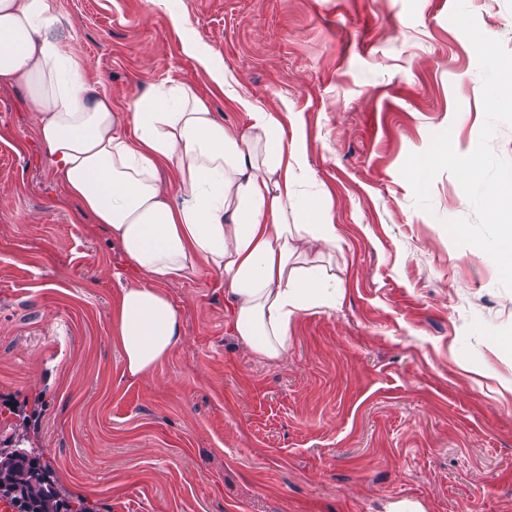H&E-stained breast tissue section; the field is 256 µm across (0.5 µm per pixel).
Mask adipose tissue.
I'll use <instances>...</instances> for the list:
<instances>
[{"instance_id": "ef3b65f1", "label": "adipose tissue", "mask_w": 512, "mask_h": 512, "mask_svg": "<svg viewBox=\"0 0 512 512\" xmlns=\"http://www.w3.org/2000/svg\"><path fill=\"white\" fill-rule=\"evenodd\" d=\"M56 23L57 0H0V80L28 89L53 179L108 232L134 276L110 318L126 373H152L181 343L166 288L204 268L224 281L230 335L263 358L286 355L293 321L336 304L339 235L299 143L193 41L187 53L245 122L224 126L183 83L151 88L121 118ZM166 167L178 178L174 199L159 180Z\"/></svg>"}]
</instances>
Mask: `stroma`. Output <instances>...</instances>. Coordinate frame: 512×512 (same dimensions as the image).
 Masks as SVG:
<instances>
[{
  "instance_id": "35a3bbf8",
  "label": "stroma",
  "mask_w": 512,
  "mask_h": 512,
  "mask_svg": "<svg viewBox=\"0 0 512 512\" xmlns=\"http://www.w3.org/2000/svg\"><path fill=\"white\" fill-rule=\"evenodd\" d=\"M455 0H58L56 34L128 115L184 83L224 124L234 89L295 126L341 238L340 292L261 360L224 326L210 271L170 290L183 341L130 377L109 337L125 258L63 196L25 89L0 82V444L39 449L93 512H512V291L443 220L472 217L440 173L431 211L400 169L447 130L471 154L484 122L476 53ZM512 51V0H466ZM186 23L174 27L171 14Z\"/></svg>"
}]
</instances>
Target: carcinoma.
Returning <instances> with one entry per match:
<instances>
[{"mask_svg":"<svg viewBox=\"0 0 512 512\" xmlns=\"http://www.w3.org/2000/svg\"><path fill=\"white\" fill-rule=\"evenodd\" d=\"M0 489L11 496L17 512H89L84 503L73 509L62 498L33 448H0Z\"/></svg>","mask_w":512,"mask_h":512,"instance_id":"1","label":"carcinoma"}]
</instances>
